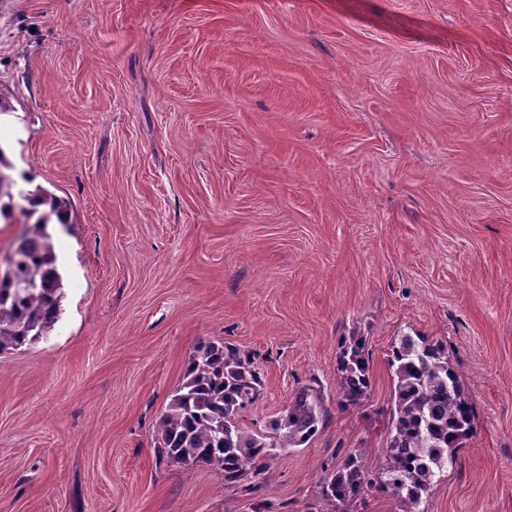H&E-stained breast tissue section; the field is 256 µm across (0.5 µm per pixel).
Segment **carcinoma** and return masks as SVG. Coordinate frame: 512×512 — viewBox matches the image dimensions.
Listing matches in <instances>:
<instances>
[{
	"label": "carcinoma",
	"mask_w": 512,
	"mask_h": 512,
	"mask_svg": "<svg viewBox=\"0 0 512 512\" xmlns=\"http://www.w3.org/2000/svg\"><path fill=\"white\" fill-rule=\"evenodd\" d=\"M14 166L0 146V216L15 209ZM40 213L36 230L25 236L0 273V352L17 350L51 335L61 314L62 277L46 227L51 218L66 223L67 201L43 190L21 195ZM361 336L339 343L336 405L346 410L367 398L369 358ZM388 364L396 383L384 463L371 475L360 456L346 455L321 483L320 512H358L357 504L376 487L391 497L397 512H423V494L436 472L464 447L474 428V405L460 374L449 363L447 348L422 336L403 335L391 349ZM263 382L255 354L225 342L200 340L157 424L159 457L172 464L203 465L221 470L234 484L266 470L273 449L307 444L325 426L330 411L318 380L312 378L292 394L283 412L261 432L239 424L240 412L255 402Z\"/></svg>",
	"instance_id": "1"
}]
</instances>
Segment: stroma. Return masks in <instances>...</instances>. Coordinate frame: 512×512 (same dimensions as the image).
Returning <instances> with one entry per match:
<instances>
[{"instance_id": "1", "label": "stroma", "mask_w": 512, "mask_h": 512, "mask_svg": "<svg viewBox=\"0 0 512 512\" xmlns=\"http://www.w3.org/2000/svg\"><path fill=\"white\" fill-rule=\"evenodd\" d=\"M0 98L19 188L68 203L56 329L0 353V512H307L382 464L404 334L475 407L425 512H512V0H0ZM202 339L256 357L246 430L312 378L331 410L251 493L155 454ZM365 350L366 343L361 336H348L339 343L336 405L343 410L360 405L369 394V358Z\"/></svg>"}]
</instances>
